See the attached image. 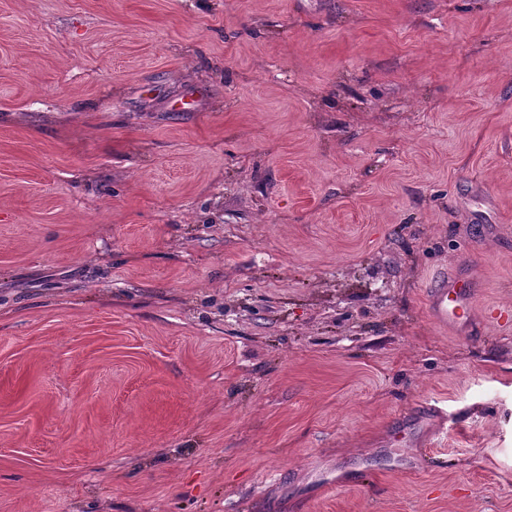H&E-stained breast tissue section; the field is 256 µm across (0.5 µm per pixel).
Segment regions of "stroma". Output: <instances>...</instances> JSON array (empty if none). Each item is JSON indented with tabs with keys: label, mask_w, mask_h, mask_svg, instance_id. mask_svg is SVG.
Returning a JSON list of instances; mask_svg holds the SVG:
<instances>
[{
	"label": "stroma",
	"mask_w": 512,
	"mask_h": 512,
	"mask_svg": "<svg viewBox=\"0 0 512 512\" xmlns=\"http://www.w3.org/2000/svg\"><path fill=\"white\" fill-rule=\"evenodd\" d=\"M0 512H512V0H0ZM474 295L470 279L451 275L436 288L431 299L432 312L443 324L457 332H465L472 328Z\"/></svg>",
	"instance_id": "1"
}]
</instances>
